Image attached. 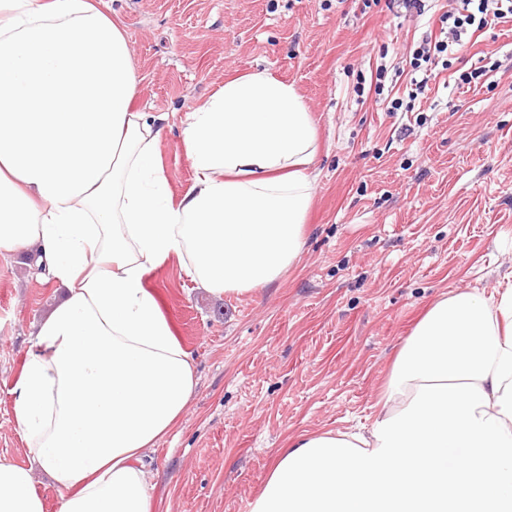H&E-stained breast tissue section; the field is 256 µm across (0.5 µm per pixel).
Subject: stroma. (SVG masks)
I'll return each instance as SVG.
<instances>
[{"mask_svg":"<svg viewBox=\"0 0 512 512\" xmlns=\"http://www.w3.org/2000/svg\"><path fill=\"white\" fill-rule=\"evenodd\" d=\"M124 31L135 106L168 114L158 155L172 193L194 169L189 112L225 78L255 70L292 83L318 133L319 177L299 261L275 282L215 295L177 261L158 295L198 384L152 455V512H249L279 449L305 432L368 424L391 359L419 316L458 288L491 292L512 272V21L473 37L461 61L500 67L464 85L435 63L410 111L409 61L439 30L364 0H103ZM399 80L371 85L378 65ZM0 258V461L27 464L12 387L35 324L63 290Z\"/></svg>","mask_w":512,"mask_h":512,"instance_id":"obj_1","label":"stroma"}]
</instances>
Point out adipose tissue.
Listing matches in <instances>:
<instances>
[{"instance_id": "1", "label": "adipose tissue", "mask_w": 512, "mask_h": 512, "mask_svg": "<svg viewBox=\"0 0 512 512\" xmlns=\"http://www.w3.org/2000/svg\"><path fill=\"white\" fill-rule=\"evenodd\" d=\"M123 30L98 0H0V257L37 250L63 298L13 393L25 467L0 462V512H151L143 461L197 385L146 277L169 258L216 295L299 260L318 156L293 84L225 79L188 114L195 170L172 195L167 120L135 109ZM250 512H512V276L437 301L400 346L369 426L280 449ZM34 479L36 490L44 498L46 512H58V504L63 492L52 486L50 479L42 471L35 470Z\"/></svg>"}]
</instances>
